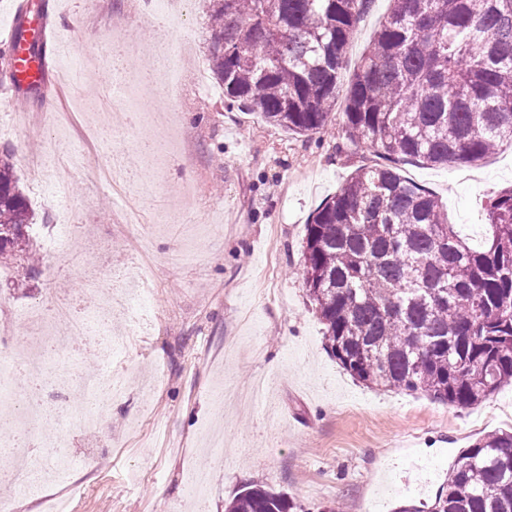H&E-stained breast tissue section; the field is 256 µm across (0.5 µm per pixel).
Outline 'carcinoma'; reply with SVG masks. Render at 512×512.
<instances>
[{"instance_id":"cac0c4a2","label":"carcinoma","mask_w":512,"mask_h":512,"mask_svg":"<svg viewBox=\"0 0 512 512\" xmlns=\"http://www.w3.org/2000/svg\"><path fill=\"white\" fill-rule=\"evenodd\" d=\"M204 2L227 109L300 136L339 118L348 141L379 155L306 226L302 276L331 355L365 384L461 407L512 383V188L491 200L476 249L399 168L475 163L512 133V0H391L346 84V49L370 0ZM32 220L5 149L0 260L28 251ZM293 509L250 484L227 512ZM431 512H512V431L463 450Z\"/></svg>"}]
</instances>
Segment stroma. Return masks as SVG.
<instances>
[{
	"label": "stroma",
	"mask_w": 512,
	"mask_h": 512,
	"mask_svg": "<svg viewBox=\"0 0 512 512\" xmlns=\"http://www.w3.org/2000/svg\"><path fill=\"white\" fill-rule=\"evenodd\" d=\"M50 42L71 53H46L47 80L38 97L0 86V147L11 153L33 212L30 247L39 258L30 277L0 265V366L19 364L38 334L22 309L75 299L93 304L82 273L126 271L135 236L117 215L140 210L154 249L152 329L111 362L127 376L113 400L111 425L82 426L84 393L61 379L85 372L86 353L49 359L41 399L48 436L77 462L72 489L47 485L42 497L10 494V512H46L60 496L69 512H225L244 485L258 483L292 500L296 512H427L448 469L485 432L512 429V385L482 403L460 407L422 394L354 380L325 350L324 329L300 272L312 213L374 157L369 145L347 142L340 126L323 135H291L253 112L228 111L224 88L209 81L182 105L166 96L142 100L138 118L122 106L86 112L78 104L114 78L153 72L161 54L157 28L188 41L187 71L207 67L210 22L200 0L142 24L127 46L112 39L128 0H47ZM389 9L372 0L347 51L354 72ZM169 153L151 161L149 148ZM108 160L137 154L124 195H113L87 168L71 170L64 191L42 160L49 149ZM403 175L441 201L448 221L475 246L485 239V209L512 185V138L474 164L408 163ZM84 225L94 241L74 268L52 266L43 234L55 206ZM191 209L193 224H156L159 209ZM209 475L205 499L188 498L191 472Z\"/></svg>",
	"instance_id": "1"
}]
</instances>
